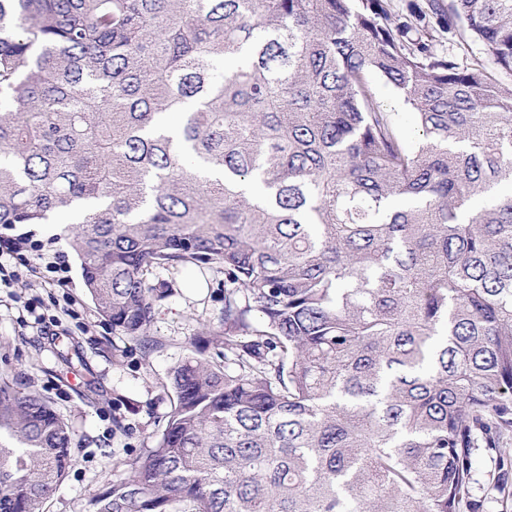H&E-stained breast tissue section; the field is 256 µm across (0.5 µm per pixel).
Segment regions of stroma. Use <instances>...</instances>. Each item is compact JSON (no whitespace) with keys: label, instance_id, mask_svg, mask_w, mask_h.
<instances>
[{"label":"stroma","instance_id":"1","mask_svg":"<svg viewBox=\"0 0 512 512\" xmlns=\"http://www.w3.org/2000/svg\"><path fill=\"white\" fill-rule=\"evenodd\" d=\"M377 102L408 144L419 132L399 93L372 77ZM70 282L59 288L30 273L0 288V372L36 390L66 419L76 447L71 467L44 505L45 512H95L103 487L129 479L130 458L151 446L172 405L171 368L191 350L202 323L218 325L224 309V273L194 265L156 269L148 282L166 289L155 302L146 349L112 333L95 309L70 259ZM44 315L45 325L34 322ZM122 428H114V420Z\"/></svg>","mask_w":512,"mask_h":512}]
</instances>
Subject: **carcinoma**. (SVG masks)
Instances as JSON below:
<instances>
[{
	"label": "carcinoma",
	"mask_w": 512,
	"mask_h": 512,
	"mask_svg": "<svg viewBox=\"0 0 512 512\" xmlns=\"http://www.w3.org/2000/svg\"><path fill=\"white\" fill-rule=\"evenodd\" d=\"M462 32L512 72V0H0V224L76 219L95 308L146 347L148 273L224 271L96 512H478L479 453L512 497V86L437 52ZM73 450L0 375V512H43ZM371 85L377 102L392 116L394 126L402 139L415 146L419 132L412 111L404 104L399 93L382 78L373 76Z\"/></svg>",
	"instance_id": "1"
}]
</instances>
